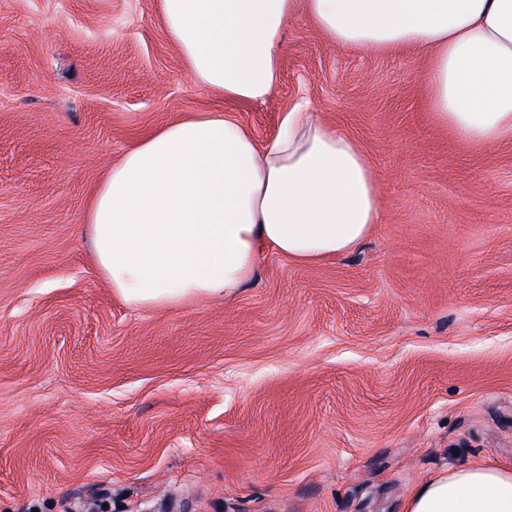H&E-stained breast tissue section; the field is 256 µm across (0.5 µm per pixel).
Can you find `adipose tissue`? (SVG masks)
Here are the masks:
<instances>
[{
  "instance_id": "obj_1",
  "label": "adipose tissue",
  "mask_w": 512,
  "mask_h": 512,
  "mask_svg": "<svg viewBox=\"0 0 512 512\" xmlns=\"http://www.w3.org/2000/svg\"><path fill=\"white\" fill-rule=\"evenodd\" d=\"M300 15L339 46L426 54L433 122L471 147L512 139V0H162L195 82L231 102L275 88L284 28ZM380 222L360 144L306 102L262 147L230 112L164 125L112 165L86 210L113 292L155 306L233 293L267 249L298 265L348 253ZM405 512H512V466L430 477Z\"/></svg>"
}]
</instances>
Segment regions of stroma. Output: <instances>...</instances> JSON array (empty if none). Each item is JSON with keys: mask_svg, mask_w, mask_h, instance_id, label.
Segmentation results:
<instances>
[{"mask_svg": "<svg viewBox=\"0 0 512 512\" xmlns=\"http://www.w3.org/2000/svg\"><path fill=\"white\" fill-rule=\"evenodd\" d=\"M161 0H0V512H405L425 478L512 465V140L435 126L425 56L289 21L279 82L197 84ZM305 98L366 153L381 222L232 297L125 302L93 189L141 138L234 112L258 143Z\"/></svg>", "mask_w": 512, "mask_h": 512, "instance_id": "35a3bbf8", "label": "stroma"}]
</instances>
